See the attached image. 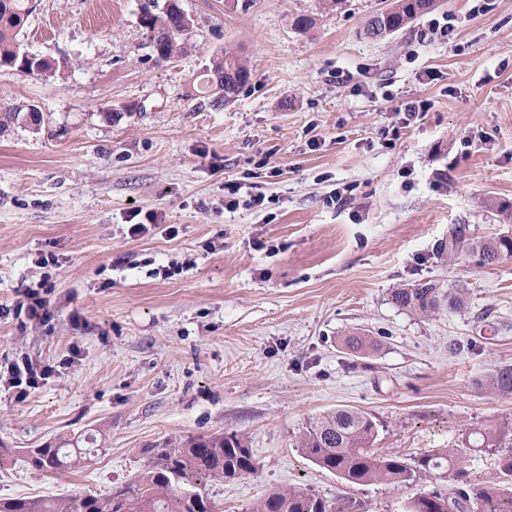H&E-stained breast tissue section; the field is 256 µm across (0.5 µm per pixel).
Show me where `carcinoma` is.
<instances>
[{
    "mask_svg": "<svg viewBox=\"0 0 512 512\" xmlns=\"http://www.w3.org/2000/svg\"><path fill=\"white\" fill-rule=\"evenodd\" d=\"M437 0H390L384 17V29L390 35L406 27L414 18L433 10ZM177 11L168 0L161 11L153 5L142 8L140 23L158 38L149 44L158 60L182 56L190 34L170 29ZM32 12V0H0V69L23 70L53 75V61L29 54L22 47L19 34ZM209 70L225 73L224 95L200 85L198 93L219 109L235 99L250 80V72L236 52L222 48L213 53ZM36 119V106L17 105L0 113V129L20 119ZM448 257L461 254L476 259V264L494 265L512 258V238L499 236L491 240H474L466 236L463 226L448 233V243L439 247ZM392 302L402 309L432 313L441 309L464 307L462 293H444L432 281L397 288ZM486 385L501 393H512V365L495 368ZM509 425L487 427L470 432L466 441L474 448H500L508 437ZM376 423L359 409L340 407L310 421L298 440L303 456L318 468L338 476L348 486L385 483L394 486H422L405 504L404 512H512V485L470 482L464 461L444 449L419 457L377 455L372 450ZM98 452L94 434L76 440L50 441L28 451V465L39 472H51L68 466L82 465ZM257 471L250 448L234 433L208 437H190L173 446L159 449L145 465L139 478L111 488L103 495L84 494L55 499L2 498L0 512H217L209 494L214 482L236 479ZM452 482L448 492L428 490L424 484L446 474ZM250 512H368L366 505L350 496L323 497L307 488L273 490L259 498Z\"/></svg>",
    "mask_w": 512,
    "mask_h": 512,
    "instance_id": "1",
    "label": "carcinoma"
}]
</instances>
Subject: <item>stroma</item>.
<instances>
[{
    "label": "stroma",
    "mask_w": 512,
    "mask_h": 512,
    "mask_svg": "<svg viewBox=\"0 0 512 512\" xmlns=\"http://www.w3.org/2000/svg\"><path fill=\"white\" fill-rule=\"evenodd\" d=\"M144 2L34 0L20 39L58 69L0 71V109L42 114L0 133V367L53 368L25 399L0 386V498L104 494L163 444L227 432L259 468L213 485L219 512L295 486L403 512L414 488L348 486L299 452L340 406L372 416L380 453L445 448L476 482L502 480L499 452L461 434L512 421V394L482 384L512 364V259L480 268L436 248L458 224L512 233L489 208L512 204V0L480 14L438 0L382 40L364 29L382 0H178L191 47L161 62ZM442 16L446 37L429 31ZM224 46L251 76L215 109L197 86ZM417 99L431 109L401 125ZM228 181L270 204L225 210ZM346 185L347 203L326 204ZM136 211L158 226L131 235ZM428 279L465 307L391 303ZM39 284L47 313L3 315ZM352 333L374 349L345 348ZM83 432L101 445L91 465H25L26 449Z\"/></svg>",
    "instance_id": "stroma-1"
}]
</instances>
